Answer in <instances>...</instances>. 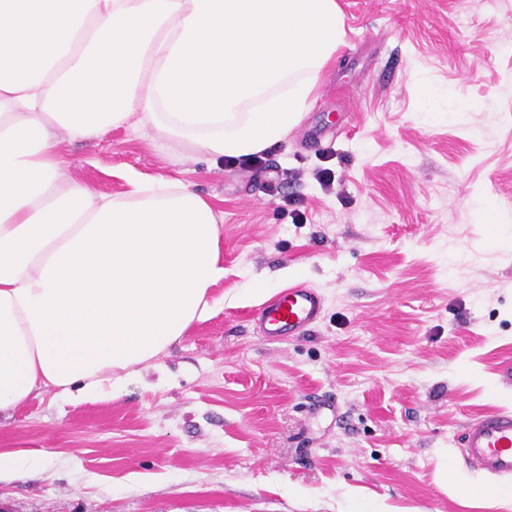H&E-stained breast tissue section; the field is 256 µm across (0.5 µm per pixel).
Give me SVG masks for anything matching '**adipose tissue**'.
<instances>
[{"instance_id": "ef3b65f1", "label": "adipose tissue", "mask_w": 512, "mask_h": 512, "mask_svg": "<svg viewBox=\"0 0 512 512\" xmlns=\"http://www.w3.org/2000/svg\"><path fill=\"white\" fill-rule=\"evenodd\" d=\"M337 0H0V415L112 400L223 299L214 206L71 179L61 136L135 122L212 162L299 123L345 43Z\"/></svg>"}]
</instances>
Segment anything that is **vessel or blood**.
<instances>
[{
	"mask_svg": "<svg viewBox=\"0 0 512 512\" xmlns=\"http://www.w3.org/2000/svg\"><path fill=\"white\" fill-rule=\"evenodd\" d=\"M323 300L296 285L277 292L257 314L263 340L276 343L310 332L322 316ZM466 462L484 474L512 480V411L502 409L470 423L463 433Z\"/></svg>",
	"mask_w": 512,
	"mask_h": 512,
	"instance_id": "obj_1",
	"label": "vessel or blood"
}]
</instances>
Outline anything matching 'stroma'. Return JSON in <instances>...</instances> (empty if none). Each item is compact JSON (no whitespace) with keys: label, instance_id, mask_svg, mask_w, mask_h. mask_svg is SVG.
<instances>
[{"label":"stroma","instance_id":"35a3bbf8","mask_svg":"<svg viewBox=\"0 0 512 512\" xmlns=\"http://www.w3.org/2000/svg\"><path fill=\"white\" fill-rule=\"evenodd\" d=\"M346 44L262 169L150 129L62 139L99 191L179 182L224 216V306L112 401L42 389L0 418L5 512H512L466 425L512 409V0H337ZM330 169L323 183L317 173ZM324 298L280 344L252 288ZM321 408H313L314 400ZM27 453L23 450L0 452V478L2 475L21 477L26 473Z\"/></svg>","mask_w":512,"mask_h":512}]
</instances>
